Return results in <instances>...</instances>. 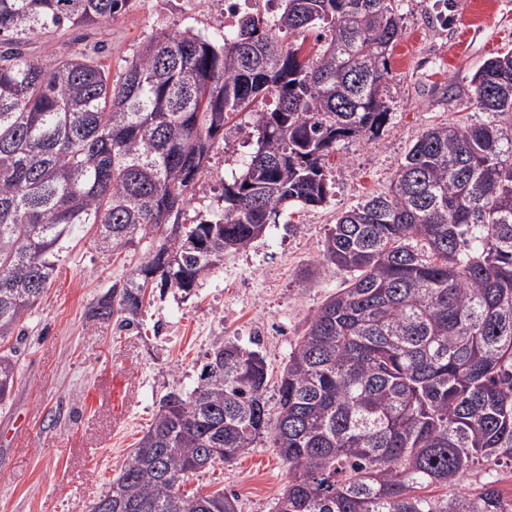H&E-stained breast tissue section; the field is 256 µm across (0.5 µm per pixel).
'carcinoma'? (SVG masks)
<instances>
[{
  "label": "carcinoma",
  "instance_id": "obj_1",
  "mask_svg": "<svg viewBox=\"0 0 512 512\" xmlns=\"http://www.w3.org/2000/svg\"><path fill=\"white\" fill-rule=\"evenodd\" d=\"M126 0H0V340L53 279L64 243L97 226L103 249L151 231L158 243L87 311L137 324L153 283L191 294L230 249L290 203L326 201V159L378 136L397 0H281L216 42L190 30L152 38L120 80L95 54L35 61L22 46L55 28L111 20ZM326 29L314 58L277 34ZM475 97L489 120L424 131L390 189L344 212L323 261L352 273L317 311L277 382L231 342L184 397L170 392L87 512H237L185 479L263 437L288 465L275 512H512L482 463L512 465V51L485 62ZM274 107L252 111L258 97ZM253 112L257 148L224 185V216L170 237L212 141ZM13 352L0 354V402Z\"/></svg>",
  "mask_w": 512,
  "mask_h": 512
}]
</instances>
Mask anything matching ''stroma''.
<instances>
[{
	"instance_id": "obj_1",
	"label": "stroma",
	"mask_w": 512,
	"mask_h": 512,
	"mask_svg": "<svg viewBox=\"0 0 512 512\" xmlns=\"http://www.w3.org/2000/svg\"><path fill=\"white\" fill-rule=\"evenodd\" d=\"M403 31L389 55L383 96L389 119L372 140L339 142L317 206L291 204L271 215L248 247L225 251L191 294L155 291L137 328L87 322V310L144 261L152 237L102 251L93 228L67 242L55 277L23 321L16 380L0 406V512H86L108 489L168 393H190L202 364L225 342L259 349L276 381L313 315L343 288L345 271L322 265L325 238L343 212L386 192L416 139L440 124L487 120L472 82L486 60L512 48V0H400ZM224 28L218 0H127L93 29L99 60L118 80L140 48L164 32L213 38ZM253 117L239 113L213 142L183 224L224 214V186L255 148ZM287 467L266 439L233 462L190 475L186 492L216 490L238 512H274Z\"/></svg>"
}]
</instances>
